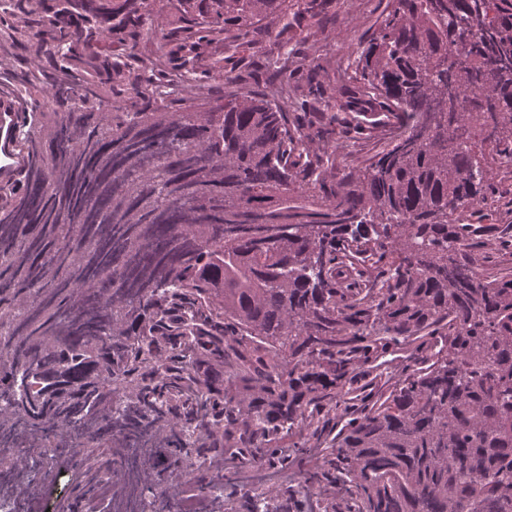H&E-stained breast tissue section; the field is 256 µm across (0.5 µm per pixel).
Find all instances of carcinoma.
I'll return each instance as SVG.
<instances>
[{"label":"carcinoma","mask_w":512,"mask_h":512,"mask_svg":"<svg viewBox=\"0 0 512 512\" xmlns=\"http://www.w3.org/2000/svg\"><path fill=\"white\" fill-rule=\"evenodd\" d=\"M190 8L157 65L148 0H0L31 152L0 208V497L53 446L102 483L120 460L112 512H162L189 470L224 499L226 454L322 445L243 512H512V0H388L337 83L288 67L321 0ZM75 62L128 76L118 104Z\"/></svg>","instance_id":"cac0c4a2"}]
</instances>
